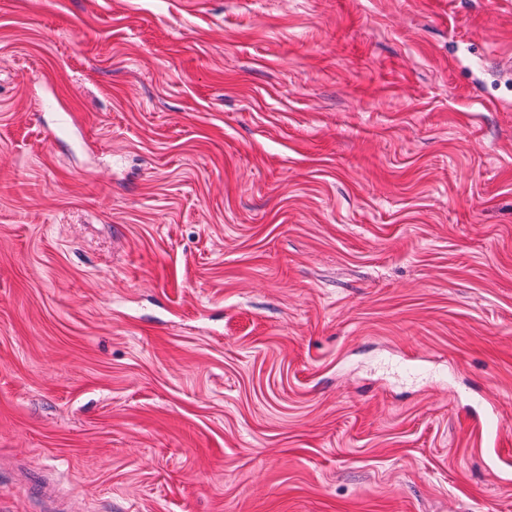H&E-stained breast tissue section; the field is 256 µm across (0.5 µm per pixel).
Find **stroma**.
Instances as JSON below:
<instances>
[{
  "mask_svg": "<svg viewBox=\"0 0 512 512\" xmlns=\"http://www.w3.org/2000/svg\"><path fill=\"white\" fill-rule=\"evenodd\" d=\"M0 512H512V0H0Z\"/></svg>",
  "mask_w": 512,
  "mask_h": 512,
  "instance_id": "1",
  "label": "stroma"
}]
</instances>
